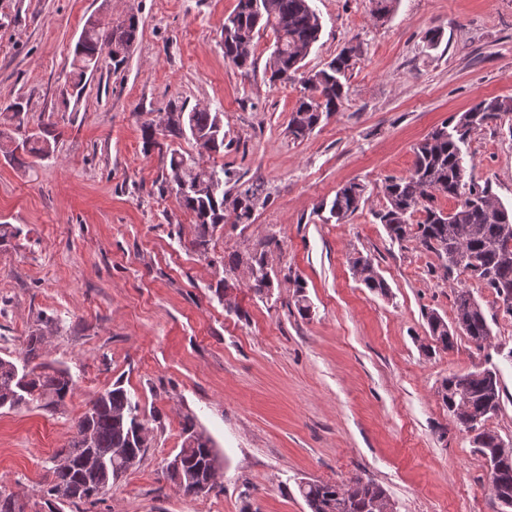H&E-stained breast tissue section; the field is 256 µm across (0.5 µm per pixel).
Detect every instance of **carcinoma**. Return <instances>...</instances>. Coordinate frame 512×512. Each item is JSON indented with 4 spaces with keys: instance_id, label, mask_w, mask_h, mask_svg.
Segmentation results:
<instances>
[{
    "instance_id": "obj_1",
    "label": "carcinoma",
    "mask_w": 512,
    "mask_h": 512,
    "mask_svg": "<svg viewBox=\"0 0 512 512\" xmlns=\"http://www.w3.org/2000/svg\"><path fill=\"white\" fill-rule=\"evenodd\" d=\"M139 20L132 15L128 23L114 28L106 17L89 16L74 45L70 70L65 76L68 96L80 101L88 80L98 70L103 55L121 65L138 40ZM271 32L274 50L266 65L269 82L286 84L296 79L302 62L318 42L322 31L320 17L311 0H237L236 8L224 19V59L243 73L255 69L254 40L260 33ZM356 48L345 47L324 68L302 76L307 94L300 97L288 121V130L296 138L313 131L322 117L331 116L343 105L345 86L342 79L352 66ZM24 108L17 102L7 106L0 129V151L4 156L24 165L18 153L51 156V144L44 136L51 124H37L35 132H21ZM512 114L511 97H487L467 111L452 117L430 133L414 149V163L409 175L389 178L381 187L385 206L375 212L390 237L403 240L410 226H417L421 243L443 261L446 273L464 277L455 294V314L446 322L438 313L426 314L432 338L443 348L453 344L462 333L477 347L490 338V327L481 305L471 295L467 282L489 289L495 297L512 295V208L498 201L486 187L465 180L466 166L461 145L475 131ZM224 113L207 108H187L174 104L159 116L156 123L143 128L144 152H163L165 141L187 140L195 145L197 156L170 151V173L165 182L173 185L180 206L193 215L198 224V246H205L209 229L224 223V210L229 191L224 185L232 180L229 171L216 165L206 166L200 158L224 153ZM458 200L448 212L435 206L436 195ZM364 186L351 182L340 188L331 203L330 218L340 222L354 214L361 205ZM232 208L236 220L251 218L254 193L247 188L237 192ZM421 219L410 223L414 214ZM353 267L360 269V280L366 287L387 293L385 282L378 277L370 260L359 257ZM42 334L26 339L23 362L31 365L27 381L19 382L17 363L0 356V408L15 409L33 401L42 408L55 411L64 405L73 390V380L63 369H51L37 362L41 357ZM439 395L457 424L474 433L476 452L484 459L495 498L504 508L512 509V448L501 447V436L486 427L501 407L500 379L490 369L471 371L444 380ZM142 425L139 404L132 401L119 384L96 395L75 423L74 436L61 449L68 465L50 468L48 487L43 491L49 512H58L56 491L72 490L69 502L76 504L99 496L97 487L112 485L116 472H128L141 462L145 448L137 445L136 430ZM182 433L194 441L181 446L180 466L166 468L171 480L186 495H196L199 476L222 468V460L211 439L196 430L193 418L185 417ZM112 464L110 469L92 471L90 458ZM299 494L310 512H366L376 499L388 500L383 487L356 477L346 483L308 481L298 484ZM0 512H24L14 492L0 489Z\"/></svg>"
}]
</instances>
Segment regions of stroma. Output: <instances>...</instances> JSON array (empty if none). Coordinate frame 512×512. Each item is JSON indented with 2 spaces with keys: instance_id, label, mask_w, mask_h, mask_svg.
I'll return each mask as SVG.
<instances>
[{
  "instance_id": "1",
  "label": "stroma",
  "mask_w": 512,
  "mask_h": 512,
  "mask_svg": "<svg viewBox=\"0 0 512 512\" xmlns=\"http://www.w3.org/2000/svg\"><path fill=\"white\" fill-rule=\"evenodd\" d=\"M102 0H0V109L22 102L56 124L51 157L19 166L0 155V356L46 337L43 360L74 390L58 411L0 409V488L47 512L50 459L98 393L122 385L150 431L139 466L101 500L62 512H310L302 481L383 486L395 512H501L472 435L438 390L452 373L497 369L501 407L487 423L512 439V317L479 285L491 336L436 347L428 312L454 317L457 277L409 236L375 219L381 186L407 176L414 146L485 97H512V0H311L322 22L304 60L321 69L357 56L338 112L294 138L301 82L270 84L272 33L254 71L224 60V18L237 0H109L113 20L139 18L122 65L103 57L79 107L62 102L71 53ZM440 33L436 45L425 34ZM224 115L228 147L213 156L256 193L248 223L227 214L203 247L167 170L143 150L142 127L170 103ZM466 177L512 206V124L462 147ZM363 201L338 223L328 207L346 183ZM388 286L370 291L353 260ZM263 261L272 287L252 288ZM310 307L301 314L296 299ZM194 416L222 458L223 491L187 496L165 465Z\"/></svg>"
}]
</instances>
